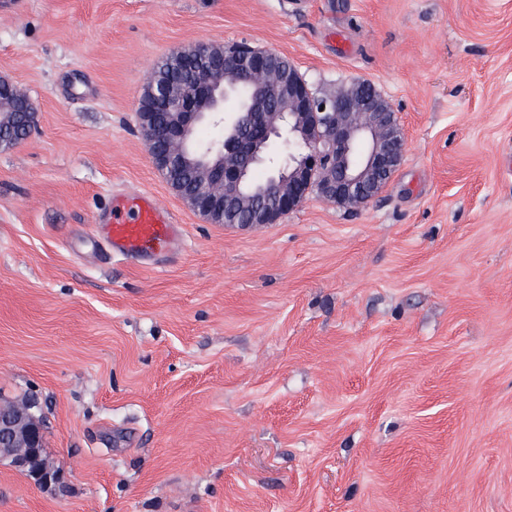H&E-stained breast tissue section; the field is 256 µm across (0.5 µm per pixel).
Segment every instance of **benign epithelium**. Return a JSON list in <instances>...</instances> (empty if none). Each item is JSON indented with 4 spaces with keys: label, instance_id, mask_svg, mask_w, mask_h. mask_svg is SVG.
Instances as JSON below:
<instances>
[{
    "label": "benign epithelium",
    "instance_id": "7a95c632",
    "mask_svg": "<svg viewBox=\"0 0 512 512\" xmlns=\"http://www.w3.org/2000/svg\"><path fill=\"white\" fill-rule=\"evenodd\" d=\"M209 65L187 81L175 74L152 94L165 111L163 128L153 113H138L153 165L171 191L211 224L224 222L228 209L251 212L249 226L278 221L311 194L349 208L368 204L384 190L405 156V135L396 112L365 81L336 96L315 93L297 69H283L281 54L241 42L199 45ZM247 96L233 122L224 126V98L240 89ZM205 123L224 128V138L200 152L194 144ZM282 140L285 153L271 178L274 205L263 206L264 186H250L249 163L262 147ZM190 169L197 189L182 192L179 174ZM35 402L0 403V455L10 466L29 471L38 485L59 483L64 468L40 462L43 426Z\"/></svg>",
    "mask_w": 512,
    "mask_h": 512
}]
</instances>
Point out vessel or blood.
Segmentation results:
<instances>
[{
  "label": "vessel or blood",
  "instance_id": "b4317fda",
  "mask_svg": "<svg viewBox=\"0 0 512 512\" xmlns=\"http://www.w3.org/2000/svg\"><path fill=\"white\" fill-rule=\"evenodd\" d=\"M104 229L115 251L132 254L144 241L174 235L177 226L154 196L116 194L112 197Z\"/></svg>",
  "mask_w": 512,
  "mask_h": 512
}]
</instances>
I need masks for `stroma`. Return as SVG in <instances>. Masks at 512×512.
Instances as JSON below:
<instances>
[{
    "label": "stroma",
    "mask_w": 512,
    "mask_h": 512,
    "mask_svg": "<svg viewBox=\"0 0 512 512\" xmlns=\"http://www.w3.org/2000/svg\"><path fill=\"white\" fill-rule=\"evenodd\" d=\"M245 41L396 111L404 161L350 210L210 224L138 107L173 50ZM0 78V399L39 403L41 487L0 512H512V0H11ZM150 193L174 240L117 256ZM103 225L112 248L122 254L135 253L144 241L177 231L168 211L150 194H114Z\"/></svg>",
    "instance_id": "obj_1"
}]
</instances>
